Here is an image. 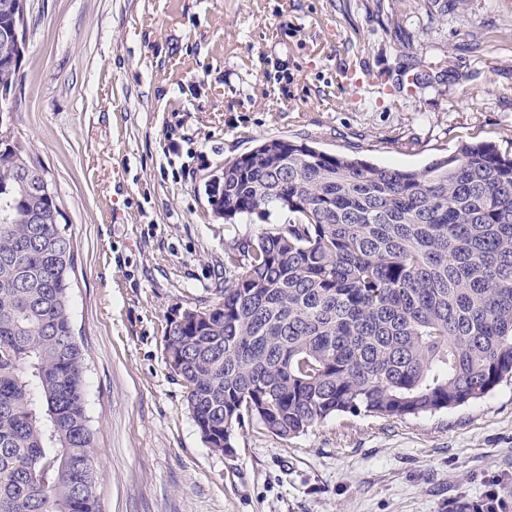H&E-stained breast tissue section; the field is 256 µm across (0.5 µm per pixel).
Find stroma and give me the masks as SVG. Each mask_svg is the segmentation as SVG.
<instances>
[{"label":"stroma","instance_id":"35a3bbf8","mask_svg":"<svg viewBox=\"0 0 512 512\" xmlns=\"http://www.w3.org/2000/svg\"><path fill=\"white\" fill-rule=\"evenodd\" d=\"M348 69L378 83H341ZM13 131L77 250L102 512H512V383L405 420L330 417L206 447L163 347L260 232L205 193L270 139L419 170L464 141L512 154V0H30Z\"/></svg>","mask_w":512,"mask_h":512}]
</instances>
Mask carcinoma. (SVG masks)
<instances>
[{
  "label": "carcinoma",
  "instance_id": "obj_1",
  "mask_svg": "<svg viewBox=\"0 0 512 512\" xmlns=\"http://www.w3.org/2000/svg\"><path fill=\"white\" fill-rule=\"evenodd\" d=\"M18 79L0 49L1 103ZM36 162L0 142V512H101L74 242L35 223L57 211L17 180ZM220 208L269 227L224 250L218 297L163 336L212 451L246 416L288 440L332 415L435 414L512 381V155L495 144L401 170L265 140L224 163Z\"/></svg>",
  "mask_w": 512,
  "mask_h": 512
}]
</instances>
